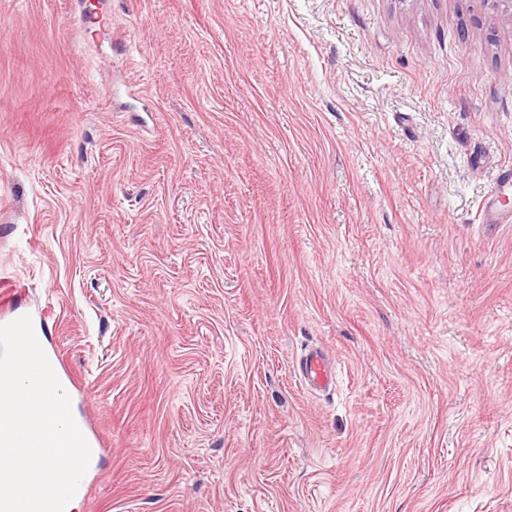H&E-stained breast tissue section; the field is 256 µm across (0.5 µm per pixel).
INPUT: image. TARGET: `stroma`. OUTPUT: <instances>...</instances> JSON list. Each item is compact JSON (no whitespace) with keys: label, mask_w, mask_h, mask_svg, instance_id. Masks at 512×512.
Returning a JSON list of instances; mask_svg holds the SVG:
<instances>
[{"label":"stroma","mask_w":512,"mask_h":512,"mask_svg":"<svg viewBox=\"0 0 512 512\" xmlns=\"http://www.w3.org/2000/svg\"><path fill=\"white\" fill-rule=\"evenodd\" d=\"M87 8L0 0V285L111 442L77 512H512V15ZM509 187H512V170L504 171L497 181V192L487 202L483 204L482 209L484 210L485 216L489 221L495 222L491 224H507L512 220V216L508 212H504L498 206V197L503 194ZM504 200L508 198L506 194H503ZM508 203L510 202L509 199ZM300 362L302 379L310 388L316 391L332 389L336 372L324 352L309 351Z\"/></svg>","instance_id":"stroma-1"}]
</instances>
